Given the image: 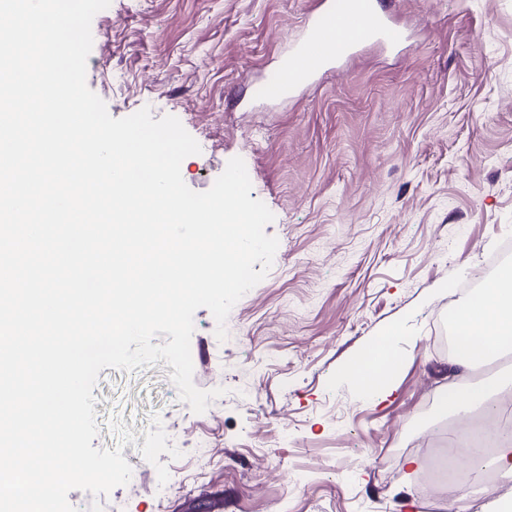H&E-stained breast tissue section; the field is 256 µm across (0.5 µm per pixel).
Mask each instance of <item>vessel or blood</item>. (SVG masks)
Masks as SVG:
<instances>
[{
  "label": "vessel or blood",
  "mask_w": 512,
  "mask_h": 512,
  "mask_svg": "<svg viewBox=\"0 0 512 512\" xmlns=\"http://www.w3.org/2000/svg\"><path fill=\"white\" fill-rule=\"evenodd\" d=\"M308 36L283 58L275 87L257 86L256 94L285 95L308 83L329 64L353 56L368 39L400 43L402 32L379 0H316L308 15Z\"/></svg>",
  "instance_id": "obj_1"
}]
</instances>
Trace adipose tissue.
<instances>
[{
  "mask_svg": "<svg viewBox=\"0 0 512 512\" xmlns=\"http://www.w3.org/2000/svg\"><path fill=\"white\" fill-rule=\"evenodd\" d=\"M389 343V337H381L371 359L359 360L351 368L352 381L367 399L384 400L396 389L395 376L400 362L390 356ZM511 348L512 289L499 277L486 281L461 305L450 362L454 370L464 374ZM510 399L512 371L508 370L476 383L464 380L442 385L437 391L435 413L448 418L490 410L498 412Z\"/></svg>",
  "mask_w": 512,
  "mask_h": 512,
  "instance_id": "obj_1",
  "label": "adipose tissue"
}]
</instances>
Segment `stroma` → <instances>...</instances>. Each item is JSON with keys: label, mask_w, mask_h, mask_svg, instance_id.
<instances>
[{"label": "stroma", "mask_w": 512, "mask_h": 512, "mask_svg": "<svg viewBox=\"0 0 512 512\" xmlns=\"http://www.w3.org/2000/svg\"><path fill=\"white\" fill-rule=\"evenodd\" d=\"M313 7L112 0L92 20L86 81L109 114H178L201 147L181 165L197 192L241 157L279 246L226 340L208 309L194 314L193 382L225 390L204 413L165 361L100 371L92 445L122 448L149 478L72 490L77 512H205L216 498L223 512H448L447 494L422 490L449 425L434 412L449 366L433 338L469 285L512 268V0H395L402 45H365L254 98ZM395 327L404 365L376 405L348 370ZM199 438L213 444L203 463ZM410 455L422 472L408 474Z\"/></svg>", "instance_id": "obj_1"}]
</instances>
